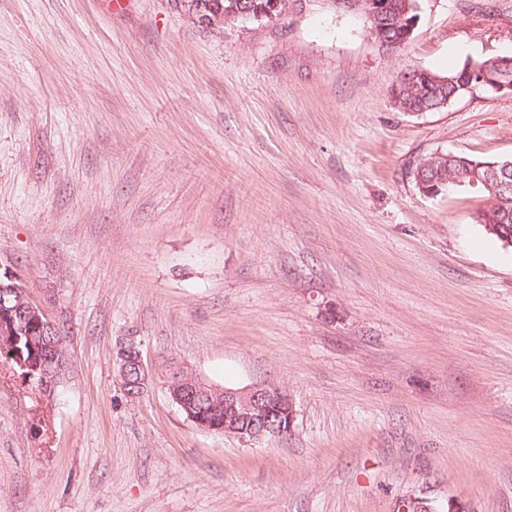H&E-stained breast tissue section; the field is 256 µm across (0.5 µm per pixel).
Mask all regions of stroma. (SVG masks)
<instances>
[{"mask_svg":"<svg viewBox=\"0 0 512 512\" xmlns=\"http://www.w3.org/2000/svg\"><path fill=\"white\" fill-rule=\"evenodd\" d=\"M418 15L391 51L321 0L220 30L173 0H0V265L68 355L51 393L0 357V512H512V244L479 190L411 178L512 158V97L393 101L405 69L512 55V0ZM180 368L279 385L291 434L197 427ZM118 366L120 377H125L127 371L131 366L134 369H136V373L138 376L137 382L135 384L137 394H135L134 391H132L131 394H129V396L132 398L139 397L143 393L147 383L146 371L143 366L139 350H137L132 345L122 348L119 353Z\"/></svg>","mask_w":512,"mask_h":512,"instance_id":"35a3bbf8","label":"stroma"}]
</instances>
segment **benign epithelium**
I'll use <instances>...</instances> for the list:
<instances>
[{"label": "benign epithelium", "instance_id": "benign-epithelium-1", "mask_svg": "<svg viewBox=\"0 0 512 512\" xmlns=\"http://www.w3.org/2000/svg\"><path fill=\"white\" fill-rule=\"evenodd\" d=\"M338 2L362 11L366 23L371 25L369 32L377 33V25L390 15V0H338ZM512 68V56H496L489 60L481 70L473 74V85L468 90L483 88L491 92L511 95L512 81L504 77V69ZM467 169L466 176L469 186L485 188L496 194L497 168L512 167V159L504 162L474 161L460 159ZM8 290L13 295L12 307L0 309V350L7 352L13 349L16 336L24 331L27 321L41 325L56 333V324L44 313L42 308L30 297L25 284L10 269L0 270V292ZM119 375L126 376L129 368L136 369L138 376L135 387L137 392L130 394L135 398L142 394L147 383L146 371L141 354L134 346L129 345L119 353ZM204 396L214 401V405H224L222 419L208 420L197 413L192 398ZM172 401L186 414L187 419L196 426L209 431L222 433L227 437L238 439L242 443H256L269 437H282L292 431L296 407L287 391L273 385H256L245 389H217L191 375H178L170 386Z\"/></svg>", "mask_w": 512, "mask_h": 512}]
</instances>
